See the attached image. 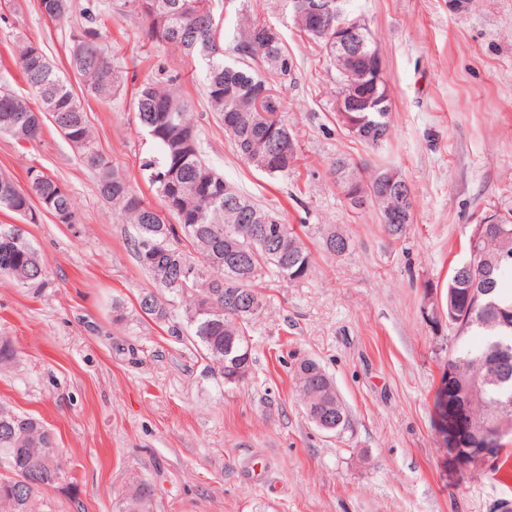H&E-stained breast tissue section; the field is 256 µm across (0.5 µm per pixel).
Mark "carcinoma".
I'll list each match as a JSON object with an SVG mask.
<instances>
[{"label": "carcinoma", "instance_id": "1", "mask_svg": "<svg viewBox=\"0 0 512 512\" xmlns=\"http://www.w3.org/2000/svg\"><path fill=\"white\" fill-rule=\"evenodd\" d=\"M149 12H141L144 36L190 54V42L203 51V38H216V23L211 0L206 2L207 14L194 17L199 0H146ZM41 15L52 21L65 19L71 10V0H38ZM106 17L94 2L83 8V23L78 30L82 45L76 57L67 61L68 70L79 75L87 93L108 101L123 86L121 70L112 64L104 47ZM218 39V38H216ZM219 48L206 54L205 89L211 111L221 122L236 118L234 131H226L237 154L263 173L276 178L286 176L295 165L296 147L275 162L265 164L267 145L259 140L266 117L255 111L252 91L264 84L266 76L244 60L224 59V40ZM238 53L244 59L259 60L270 75L285 82L291 75L293 62L284 50L275 28L257 19L240 24ZM15 65L29 87L43 97L54 96L58 115L68 131L64 138L83 143V162L97 174L98 195L119 211L131 224L137 225L139 236L134 242L137 261L161 291H146L139 301H151L147 315L164 321L171 316V306L178 300L190 301L185 308L190 341L217 368L226 386H237L249 373L252 363L249 329L255 315L237 319L225 306L226 293L244 288L258 293L257 281L269 267L290 281L305 278L312 257L302 239L288 224H279L270 211L254 204L248 197L232 188L224 176L202 157L201 140L192 122L190 105L179 93L173 81L163 83L145 79L135 91L137 119L149 134L155 153L141 164L142 175L149 188L162 198L185 195L188 208L172 213L176 224L160 220L144 206V200L131 188L127 177L111 166L93 143L94 136L79 98L68 83L64 71L54 66L44 50L31 43L16 45ZM340 91L364 95L367 80L360 71L338 74ZM388 89L380 87L379 100L354 116L368 124L390 123ZM44 123L37 118L26 100L11 90L0 87V133L18 140L34 141L43 131ZM33 193L18 194L11 200L0 198V210L19 215H33L34 203L51 202L49 212H74L69 192L59 190L58 181L39 172L31 179ZM257 216L263 223L281 226L288 235V265L270 254L274 242H264L252 235L254 224L248 217ZM235 233L239 243L237 276L229 274L226 266L208 263L212 255L222 256L226 250L224 235ZM185 238L200 255L198 264L191 262L177 245ZM326 250L341 255L351 247L342 233L330 227L323 233ZM483 257L469 270L456 277L448 276V292L458 297L460 309L451 326L455 337L475 330L484 341L478 346L461 349L448 359L457 389L466 392L479 383V392L468 406L474 419L483 421L500 415V423L512 430V329L499 324L493 312L481 304L468 301L466 293L478 283L491 291L490 298L502 306L512 307V290L503 288V281L512 279V265L500 257L512 256V233L493 235L481 243ZM0 274L23 285L34 286L46 276L38 251L16 228H0ZM295 384L305 401L308 419L315 415L336 412L339 395L332 379L314 359L302 360L295 371ZM0 512H36L41 491L54 488L64 478L65 461L59 455L52 432L37 418L14 411L0 402ZM155 496L154 486L142 479L133 480V491L122 502L118 512H150Z\"/></svg>", "mask_w": 512, "mask_h": 512}]
</instances>
